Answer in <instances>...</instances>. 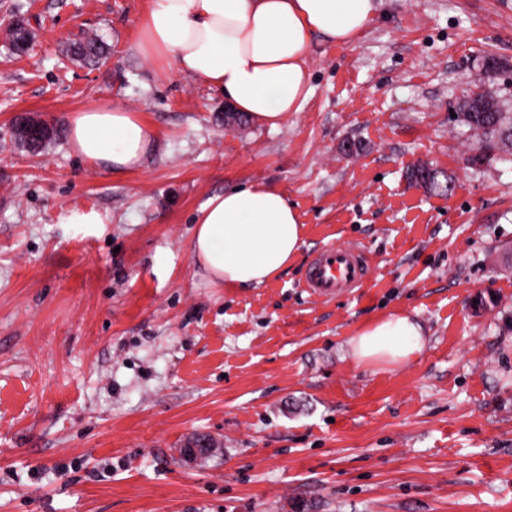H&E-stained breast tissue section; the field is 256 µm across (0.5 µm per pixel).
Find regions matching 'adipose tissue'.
I'll list each match as a JSON object with an SVG mask.
<instances>
[{
  "instance_id": "ef3b65f1",
  "label": "adipose tissue",
  "mask_w": 512,
  "mask_h": 512,
  "mask_svg": "<svg viewBox=\"0 0 512 512\" xmlns=\"http://www.w3.org/2000/svg\"><path fill=\"white\" fill-rule=\"evenodd\" d=\"M376 7L375 0H149L137 49L159 69L202 80L236 112L275 128L310 94L313 38L350 44ZM158 137L137 112L118 106L79 111L69 123L74 150L115 175L140 168ZM302 243L303 226L285 195L248 185L202 204L191 249L213 284L245 288L276 278ZM425 344L421 324L403 311L364 325L350 342L361 365H399Z\"/></svg>"
}]
</instances>
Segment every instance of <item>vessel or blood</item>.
<instances>
[{
	"label": "vessel or blood",
	"instance_id": "vessel-or-blood-1",
	"mask_svg": "<svg viewBox=\"0 0 512 512\" xmlns=\"http://www.w3.org/2000/svg\"><path fill=\"white\" fill-rule=\"evenodd\" d=\"M367 270V260L359 249L326 246L309 268L304 286L310 295L328 298L361 286Z\"/></svg>",
	"mask_w": 512,
	"mask_h": 512
}]
</instances>
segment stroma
<instances>
[{
    "label": "stroma",
    "mask_w": 512,
    "mask_h": 512,
    "mask_svg": "<svg viewBox=\"0 0 512 512\" xmlns=\"http://www.w3.org/2000/svg\"><path fill=\"white\" fill-rule=\"evenodd\" d=\"M147 4L0 0L35 33L22 57L0 44V512H512V163L467 165L456 116L477 90L512 113V0H377L353 44L315 38L301 111L229 131L221 93L137 52ZM86 32L94 67L64 55ZM100 105L157 128L139 169L12 140L16 113ZM415 163L450 190L410 183ZM249 184L295 203L303 243L266 284L218 288L192 223ZM327 245L365 252L363 287L302 288ZM391 311L424 349L356 364ZM198 435L222 453L183 459Z\"/></svg>",
    "instance_id": "1"
}]
</instances>
